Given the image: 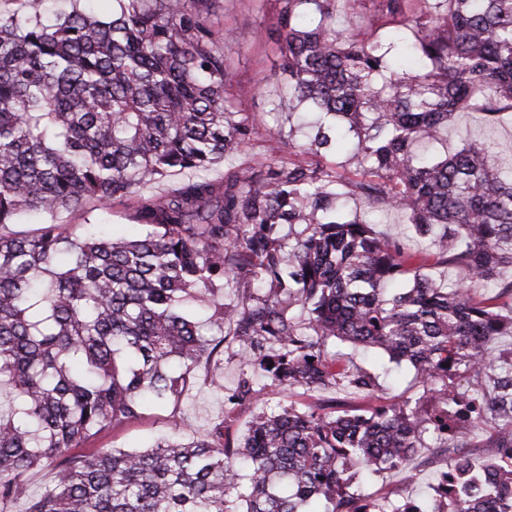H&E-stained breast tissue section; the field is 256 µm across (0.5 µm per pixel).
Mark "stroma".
<instances>
[{
    "label": "stroma",
    "mask_w": 512,
    "mask_h": 512,
    "mask_svg": "<svg viewBox=\"0 0 512 512\" xmlns=\"http://www.w3.org/2000/svg\"><path fill=\"white\" fill-rule=\"evenodd\" d=\"M214 10L216 25L233 33L232 39L224 44V56L231 65L234 81L250 89L249 94L242 99L241 109L259 122L254 140L255 152L272 161L295 158L298 147L308 142V124L314 121V114L283 119L270 110L271 103L276 98V85H267L266 90L260 93L253 90L254 85L264 82L279 64L278 47L268 37L278 22L277 0H216ZM468 144L489 145L495 150L503 166L512 165V118L490 125L478 113H458L449 124L442 143L436 144L433 152L437 155L455 152ZM341 205L347 213L355 212L364 217L375 216L378 221L377 229L381 234L400 239L411 250H422L427 246L425 239L416 236L402 212H374L368 205L351 198L343 199ZM328 354L336 358L339 365L352 363L373 374L378 385L375 396L360 400L341 391L328 394L298 389L291 396L296 405L355 408L361 405L367 407L413 400L422 396L429 406L437 409L442 406L436 395L424 394L423 386L411 367L395 365L387 357L376 353L356 354L350 348L337 343L329 345ZM244 369L238 355L229 350L225 351L220 358L221 387L216 388L206 380H199L178 409H171L165 404H149L139 419L108 427L89 439L83 446L84 452L89 453L98 448L147 447L169 433L170 420L174 417L180 420L185 434L192 435L207 433L214 422L228 415L232 418L229 428L231 436H242L248 421L262 407L275 405L283 398L277 388L268 386L262 390L258 400L227 409L224 393L236 386ZM497 431L498 424L494 420L485 421L482 428L475 431L456 415H449L447 439L432 443L431 447L422 449L411 460L409 472L415 474V482H407L404 473L391 472L362 485L361 490L369 495L389 493L403 498H420L429 492L438 473L445 468L451 456L460 452L462 446H470L471 456H491L492 451L485 448L484 441Z\"/></svg>",
    "instance_id": "35a3bbf8"
}]
</instances>
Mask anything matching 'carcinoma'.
<instances>
[{
  "instance_id": "obj_1",
  "label": "carcinoma",
  "mask_w": 512,
  "mask_h": 512,
  "mask_svg": "<svg viewBox=\"0 0 512 512\" xmlns=\"http://www.w3.org/2000/svg\"><path fill=\"white\" fill-rule=\"evenodd\" d=\"M46 22L0 13V512L28 498V475L54 483L25 512H512V335L497 300L512 295V171L469 146L421 157L457 112L512 116V0H278L276 85L295 107L331 118L308 161L249 150L258 122L238 106L224 59L230 33L215 0H82ZM373 17L393 38L355 26ZM353 133L358 178L326 162ZM246 160L219 180L204 173ZM346 194L402 210L422 255L348 218ZM131 200L138 237L84 235L55 218L109 214ZM30 235L6 231L28 214ZM463 269L450 288L429 259ZM491 284L483 302L472 294ZM377 349L441 385L457 416L496 414L492 459L458 455L428 497L355 489L404 471L448 414L403 400L325 411L265 407L232 440L172 434L148 448L77 449L138 419L150 402L178 406L201 361L230 348L249 372L231 399L265 380L368 396L375 378L338 367L330 342ZM464 367L470 396L448 389Z\"/></svg>"
}]
</instances>
